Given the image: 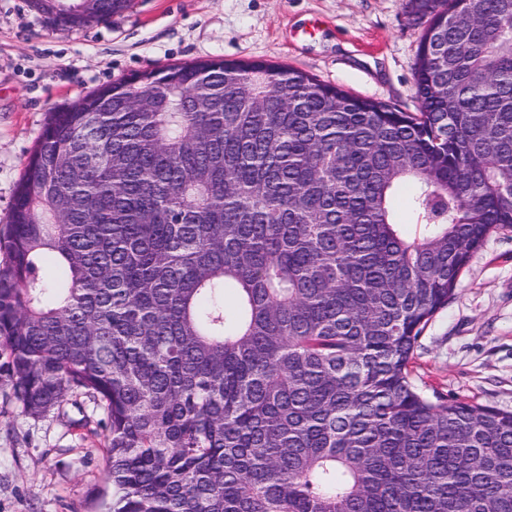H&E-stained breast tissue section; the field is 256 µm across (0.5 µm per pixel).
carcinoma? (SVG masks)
<instances>
[{
    "label": "carcinoma",
    "instance_id": "carcinoma-1",
    "mask_svg": "<svg viewBox=\"0 0 512 512\" xmlns=\"http://www.w3.org/2000/svg\"><path fill=\"white\" fill-rule=\"evenodd\" d=\"M420 2L417 112L222 58L49 112L3 230L0 381L32 416L102 412L112 512H512V412L408 371L512 228V0Z\"/></svg>",
    "mask_w": 512,
    "mask_h": 512
}]
</instances>
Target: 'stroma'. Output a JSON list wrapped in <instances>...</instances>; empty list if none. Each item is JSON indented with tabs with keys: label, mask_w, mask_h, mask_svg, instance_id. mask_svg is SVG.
Segmentation results:
<instances>
[{
	"label": "stroma",
	"mask_w": 512,
	"mask_h": 512,
	"mask_svg": "<svg viewBox=\"0 0 512 512\" xmlns=\"http://www.w3.org/2000/svg\"><path fill=\"white\" fill-rule=\"evenodd\" d=\"M425 20L409 0H131L73 28L31 0H0V227L51 109L132 74L199 59L263 60L416 111ZM410 378L426 396L512 412V229L472 253L425 326ZM0 382V512H100V413L82 396L33 417Z\"/></svg>",
	"instance_id": "obj_1"
}]
</instances>
